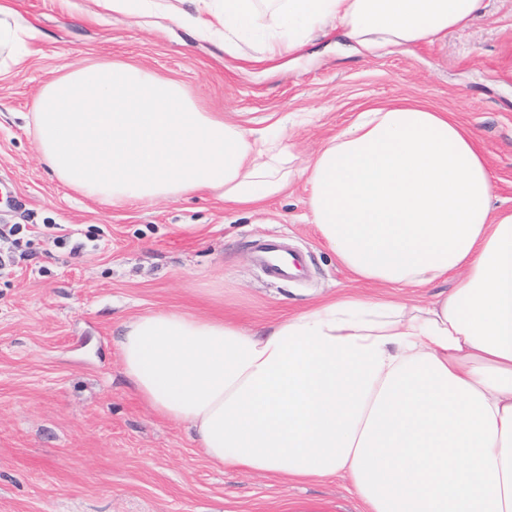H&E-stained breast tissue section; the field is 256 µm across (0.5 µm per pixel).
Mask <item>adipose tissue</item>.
Returning <instances> with one entry per match:
<instances>
[{
  "label": "adipose tissue",
  "instance_id": "1",
  "mask_svg": "<svg viewBox=\"0 0 512 512\" xmlns=\"http://www.w3.org/2000/svg\"><path fill=\"white\" fill-rule=\"evenodd\" d=\"M162 16L224 50L292 56L331 30L355 51L430 44L484 0H95ZM0 0V75L33 30ZM38 151L57 178L113 205L209 192L255 210L305 178L308 215L358 281L447 283L426 304L355 291L255 328L177 309L124 322L121 365L159 417L224 469L345 477L367 512H512V210L495 206L471 136L444 112L371 108L290 168L289 152L124 61L65 70L39 93Z\"/></svg>",
  "mask_w": 512,
  "mask_h": 512
}]
</instances>
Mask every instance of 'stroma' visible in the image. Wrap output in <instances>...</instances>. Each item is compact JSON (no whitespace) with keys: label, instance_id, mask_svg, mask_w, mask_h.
Instances as JSON below:
<instances>
[{"label":"stroma","instance_id":"obj_1","mask_svg":"<svg viewBox=\"0 0 512 512\" xmlns=\"http://www.w3.org/2000/svg\"><path fill=\"white\" fill-rule=\"evenodd\" d=\"M486 3L431 44L350 55L333 31L290 65L234 58L178 23L138 25L94 0H9L36 38L0 78V512H291L306 500L364 512L341 477L283 482L214 465L186 426L141 402L117 351L123 323L150 310L252 326L354 287L306 220L308 187L293 182L257 212L207 193L120 206L86 197L37 150L32 108L44 84L64 66L128 61L230 122L278 124L302 158L358 112L419 102L472 132L497 205L512 208V0ZM271 235L305 254L302 275L262 273L253 245Z\"/></svg>","mask_w":512,"mask_h":512}]
</instances>
